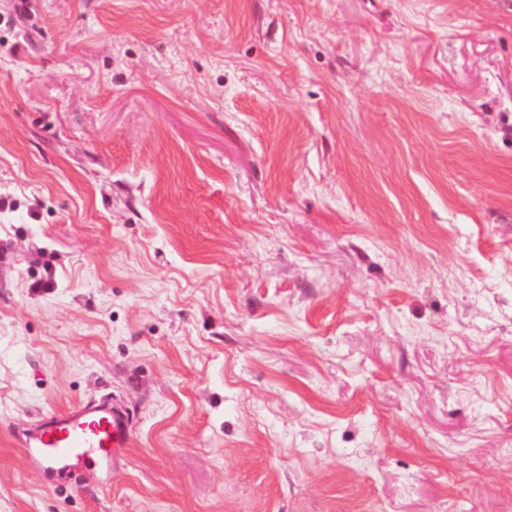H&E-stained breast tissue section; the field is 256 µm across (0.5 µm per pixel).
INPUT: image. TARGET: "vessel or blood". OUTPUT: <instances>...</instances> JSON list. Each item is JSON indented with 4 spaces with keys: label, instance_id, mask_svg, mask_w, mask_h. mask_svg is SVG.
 I'll return each mask as SVG.
<instances>
[{
    "label": "vessel or blood",
    "instance_id": "obj_1",
    "mask_svg": "<svg viewBox=\"0 0 512 512\" xmlns=\"http://www.w3.org/2000/svg\"><path fill=\"white\" fill-rule=\"evenodd\" d=\"M131 432L127 414L91 400L48 414L21 446L29 468L52 487L71 472L116 469Z\"/></svg>",
    "mask_w": 512,
    "mask_h": 512
}]
</instances>
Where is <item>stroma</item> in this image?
<instances>
[{
    "label": "stroma",
    "instance_id": "stroma-1",
    "mask_svg": "<svg viewBox=\"0 0 512 512\" xmlns=\"http://www.w3.org/2000/svg\"><path fill=\"white\" fill-rule=\"evenodd\" d=\"M0 512H512V0H0ZM131 420L104 400L48 414L21 441L25 460L47 487L75 471H114L130 446Z\"/></svg>",
    "mask_w": 512,
    "mask_h": 512
}]
</instances>
